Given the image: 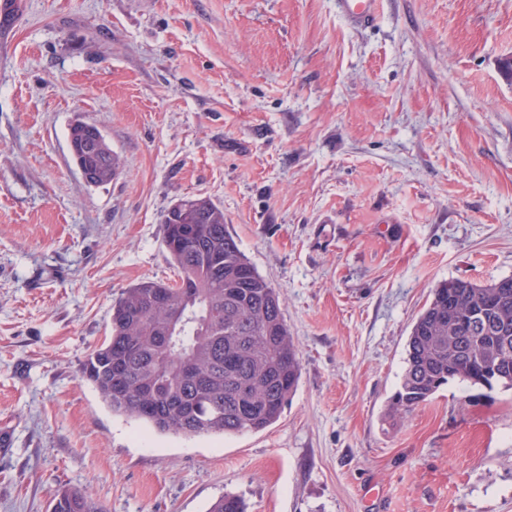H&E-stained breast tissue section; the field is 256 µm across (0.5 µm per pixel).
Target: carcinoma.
Returning a JSON list of instances; mask_svg holds the SVG:
<instances>
[{
  "label": "carcinoma",
  "instance_id": "cac0c4a2",
  "mask_svg": "<svg viewBox=\"0 0 512 512\" xmlns=\"http://www.w3.org/2000/svg\"><path fill=\"white\" fill-rule=\"evenodd\" d=\"M75 163L96 186L122 162L101 137L69 129ZM165 247L178 281L144 280L112 306L111 335L82 367L112 412L163 434L195 437L259 432L277 421L296 391L301 367L279 293L256 270L206 197L178 201L164 215ZM481 308L483 317L473 319ZM512 389V277L486 285H438L414 323L406 368L386 416L403 418L448 381ZM52 512H104L77 487L57 495ZM207 512H246L224 494Z\"/></svg>",
  "mask_w": 512,
  "mask_h": 512
}]
</instances>
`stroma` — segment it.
I'll list each match as a JSON object with an SVG mask.
<instances>
[{
  "instance_id": "35a3bbf8",
  "label": "stroma",
  "mask_w": 512,
  "mask_h": 512,
  "mask_svg": "<svg viewBox=\"0 0 512 512\" xmlns=\"http://www.w3.org/2000/svg\"><path fill=\"white\" fill-rule=\"evenodd\" d=\"M0 17V512H512V390L386 405L434 288L512 276V0H21ZM124 167L88 185L70 124ZM205 196L283 299L301 378L225 438L113 414L80 368L113 304L174 282L162 219ZM341 15L352 27H368L377 18L380 0H337ZM102 504L77 487L61 490L52 506V512H104Z\"/></svg>"
}]
</instances>
